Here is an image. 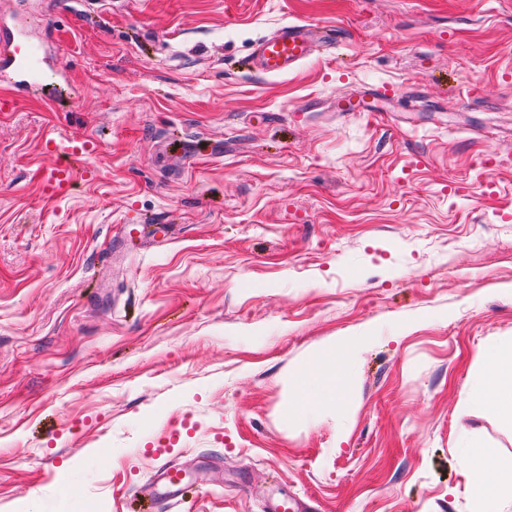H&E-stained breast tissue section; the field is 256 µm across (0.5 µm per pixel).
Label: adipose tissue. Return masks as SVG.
<instances>
[{
	"mask_svg": "<svg viewBox=\"0 0 512 512\" xmlns=\"http://www.w3.org/2000/svg\"><path fill=\"white\" fill-rule=\"evenodd\" d=\"M362 337L336 342L301 367L296 376L298 400L289 408L292 418L306 421L315 411L344 409L350 399L349 371L339 358L359 348ZM472 401L512 420V346L491 348L484 365L469 388ZM474 512H494L512 501V466H503L496 453L478 442L468 443L461 458Z\"/></svg>",
	"mask_w": 512,
	"mask_h": 512,
	"instance_id": "1",
	"label": "adipose tissue"
}]
</instances>
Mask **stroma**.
I'll return each instance as SVG.
<instances>
[{
  "label": "stroma",
  "instance_id": "stroma-1",
  "mask_svg": "<svg viewBox=\"0 0 512 512\" xmlns=\"http://www.w3.org/2000/svg\"><path fill=\"white\" fill-rule=\"evenodd\" d=\"M334 49L277 77L253 44ZM44 44L0 112V512H471L468 398L512 340V0H0ZM424 96L340 112L367 86ZM96 144L44 200L49 139ZM496 159L488 169V159ZM361 334L344 411L297 370ZM322 43V35L314 25L288 23L256 43L245 64L257 74L282 75L310 58ZM184 479L185 472L181 468L165 462L157 471L156 482L147 487L136 486L135 490L141 491L151 498H162L173 502L177 501L182 495Z\"/></svg>",
  "mask_w": 512,
  "mask_h": 512
}]
</instances>
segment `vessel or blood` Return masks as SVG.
<instances>
[{
  "instance_id": "b4317fda",
  "label": "vessel or blood",
  "mask_w": 512,
  "mask_h": 512,
  "mask_svg": "<svg viewBox=\"0 0 512 512\" xmlns=\"http://www.w3.org/2000/svg\"><path fill=\"white\" fill-rule=\"evenodd\" d=\"M322 44L317 27L308 23H289L273 35L256 43L246 65L261 75H282L310 58ZM44 48L29 40L25 32L4 25L0 27V81L21 90L36 84L43 71ZM88 143H75L67 135L47 143V151L54 157L52 166L40 176L41 191L45 197L55 198L69 191L73 170L68 163L71 155L88 150ZM185 473L170 463H163L154 483L143 492L153 498L170 502L178 500L183 492Z\"/></svg>"
}]
</instances>
